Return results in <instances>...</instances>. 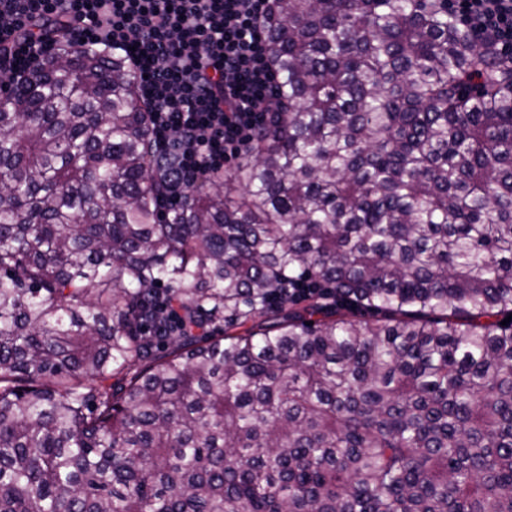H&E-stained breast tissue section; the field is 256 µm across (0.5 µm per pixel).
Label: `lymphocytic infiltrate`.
<instances>
[{
  "mask_svg": "<svg viewBox=\"0 0 512 512\" xmlns=\"http://www.w3.org/2000/svg\"><path fill=\"white\" fill-rule=\"evenodd\" d=\"M273 10L274 0H0V76L22 77L65 43L123 53L171 209L270 120ZM448 12L512 59V0H448Z\"/></svg>",
  "mask_w": 512,
  "mask_h": 512,
  "instance_id": "obj_1",
  "label": "lymphocytic infiltrate"
}]
</instances>
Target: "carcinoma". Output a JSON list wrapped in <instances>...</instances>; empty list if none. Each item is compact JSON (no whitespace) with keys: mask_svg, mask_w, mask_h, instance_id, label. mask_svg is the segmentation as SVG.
Here are the masks:
<instances>
[{"mask_svg":"<svg viewBox=\"0 0 512 512\" xmlns=\"http://www.w3.org/2000/svg\"><path fill=\"white\" fill-rule=\"evenodd\" d=\"M269 35L275 123L167 218L121 53L0 103V512H512V62L448 0Z\"/></svg>","mask_w":512,"mask_h":512,"instance_id":"cac0c4a2","label":"carcinoma"}]
</instances>
